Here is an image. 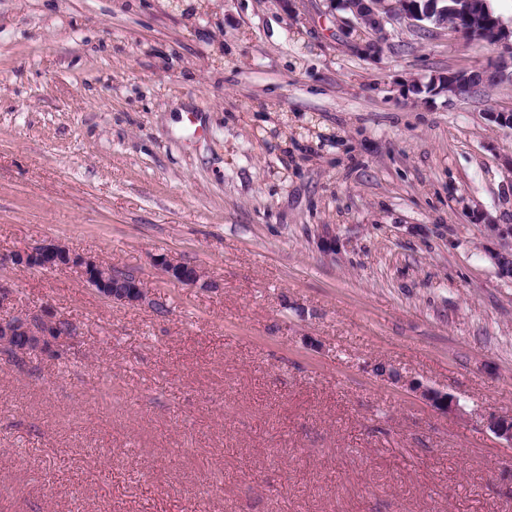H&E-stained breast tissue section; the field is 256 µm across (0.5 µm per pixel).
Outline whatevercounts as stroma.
<instances>
[{
  "instance_id": "obj_1",
  "label": "stroma",
  "mask_w": 512,
  "mask_h": 512,
  "mask_svg": "<svg viewBox=\"0 0 512 512\" xmlns=\"http://www.w3.org/2000/svg\"><path fill=\"white\" fill-rule=\"evenodd\" d=\"M213 4L0 0V255L149 296L0 265V315L79 327L0 351V512H512V82L424 91L499 48L396 25L368 58L325 0ZM8 261L12 265L30 269L74 270L84 282L93 277L107 283L112 277V288H101L95 280L86 282L96 290L103 289L99 294L110 301L136 304L146 298L142 283L136 276L133 275L131 278L125 271H112L106 268L101 260L72 251L56 242L42 243L18 250L9 257ZM154 264L159 267L169 279L183 285L195 286L203 278L202 272L195 266L188 265L192 271L187 272L183 268L187 264L173 263L163 255L157 256L154 259ZM382 376H386L389 380L398 379L397 382H405L410 391L418 394L421 399L430 403L443 413L458 414L461 412V407L457 399L448 393L432 389L423 384L413 382L412 380L403 381L401 376L394 371H391V374L389 371H386Z\"/></svg>"
}]
</instances>
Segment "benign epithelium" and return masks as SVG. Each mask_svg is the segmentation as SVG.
Segmentation results:
<instances>
[{
    "instance_id": "7a95c632",
    "label": "benign epithelium",
    "mask_w": 512,
    "mask_h": 512,
    "mask_svg": "<svg viewBox=\"0 0 512 512\" xmlns=\"http://www.w3.org/2000/svg\"><path fill=\"white\" fill-rule=\"evenodd\" d=\"M328 12L345 27L346 34L352 38L353 46L360 52L372 56L380 51L388 38L387 26L404 23L413 28L424 27L428 16L411 5L400 9L397 0H327ZM442 28L451 33L477 38L498 45L502 54L512 56V30L498 18L490 23L482 22L467 28H454L445 23ZM485 70L448 72L438 76L433 90L456 96L467 95L475 90L471 78L483 76ZM12 265L30 269H70L76 271L82 280L98 279L104 283L112 282V287L100 291V295L109 301L136 304L146 298L141 281L129 277L127 272L112 271L101 260L72 251L65 246L48 242L14 252L9 257ZM154 264L171 280L195 286L203 278L197 268L188 272L183 265L173 263L160 255L154 258ZM76 335V326L66 323V317L45 310L37 315L17 313L0 317V344L13 346L14 339L21 336L25 348H48L61 353L65 345ZM410 391L446 414H458L461 407L455 397L411 380L406 381ZM512 419L489 413L485 416L487 428L497 437L512 443Z\"/></svg>"
}]
</instances>
